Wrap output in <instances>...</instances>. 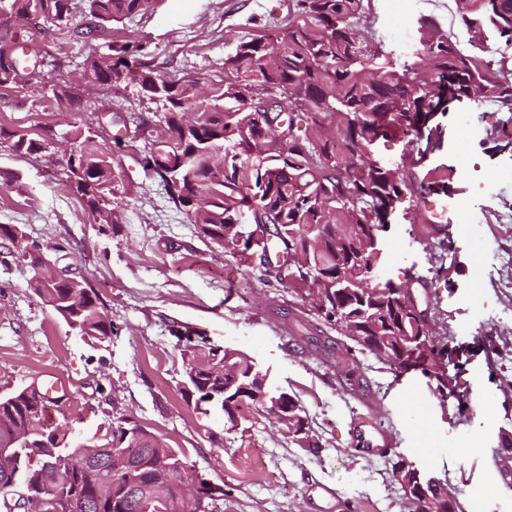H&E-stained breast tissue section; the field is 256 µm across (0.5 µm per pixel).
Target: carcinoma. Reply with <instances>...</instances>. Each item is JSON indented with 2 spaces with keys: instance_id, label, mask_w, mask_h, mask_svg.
Listing matches in <instances>:
<instances>
[{
  "instance_id": "1",
  "label": "carcinoma",
  "mask_w": 512,
  "mask_h": 512,
  "mask_svg": "<svg viewBox=\"0 0 512 512\" xmlns=\"http://www.w3.org/2000/svg\"><path fill=\"white\" fill-rule=\"evenodd\" d=\"M154 0H0V13L30 26L42 16L76 40L97 38L106 25L145 13ZM460 40L432 16L418 20L420 48L400 63L385 50L372 47V0H293L294 23L277 42L265 36L242 40L224 60V79L202 99L199 79H172L159 74L129 48L114 56L112 47L90 56L84 80L112 87L126 79L139 84L151 100L165 107L168 140L148 143L147 178L164 187L168 199L182 209L192 203L190 222L209 242L237 255L243 227L242 211L250 213L263 240L261 275L270 286L297 296L309 292L314 270L325 273L348 261L336 251V233L358 235L370 229L377 245L365 243L364 269L354 277L366 291L336 293L322 284L323 304L311 310V350L322 364L351 381L357 355L368 354L396 373L410 368L433 376L435 390L445 396L449 375L447 344H431L433 358L406 357L396 364L390 347L397 321L413 336L431 335L425 311L404 315L393 309L387 290L395 280L385 277L386 233L398 205L408 194L420 197L448 186V175L426 164L424 133L440 112L462 98L490 104L507 114L497 132L512 126V0H454ZM82 15L83 24L72 26ZM36 48L29 41L0 33V89L18 85ZM288 95V111L272 125L268 113L246 108L269 96V87ZM19 155L52 153L51 139L0 129ZM400 140V164L374 158L381 141ZM75 159L67 161V183L93 205L94 221L108 232L118 223L114 208L96 206L118 195L120 174L112 152L91 126L73 132ZM0 240L19 252L18 260L35 271L34 292L69 328L100 341L112 336L98 294L76 277L53 282L43 274L41 246L15 224H0ZM361 318L364 340L348 343L327 335H343V319ZM178 391L189 407L215 397L212 406L240 396L241 409L267 410L252 394L267 379L248 354L228 352L187 337L180 349ZM56 399L41 397L30 386L0 394V512H12L15 490L45 493L49 512H183L186 497L218 501L224 491L192 473L185 456L163 446L168 462L183 472L174 476L160 464L162 440L129 417H119L106 432L91 437L98 456L96 469L73 476L67 485L55 482L58 468L75 463L78 444L68 427L56 422Z\"/></svg>"
}]
</instances>
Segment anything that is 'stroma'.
Instances as JSON below:
<instances>
[{"label":"stroma","mask_w":512,"mask_h":512,"mask_svg":"<svg viewBox=\"0 0 512 512\" xmlns=\"http://www.w3.org/2000/svg\"><path fill=\"white\" fill-rule=\"evenodd\" d=\"M291 0H159L103 38L143 45L156 71L212 85L240 38L283 25ZM375 40L397 61L406 53L389 35L393 13L409 24L432 15L461 26L453 0H373ZM42 54L32 83L0 90V127L52 135L66 149L76 126L94 125L112 150L127 188L119 221L99 232L83 198L66 186L61 163L21 157L0 140V224L19 225L58 270L85 279L117 328L99 342L78 335L33 292L35 275L0 243V392L60 380L61 416L89 436L128 416L184 452L189 464L223 486L218 512H411L390 476L391 454L448 481L456 512H512V144L491 138L500 115L464 99L437 116L427 163L448 170L446 191L412 195L409 216L445 210L452 250L436 263L431 225L398 219L387 235L388 274L413 287L459 366L453 395L440 398L420 372L395 374L361 356L367 391L350 389L319 363L306 342L307 322L284 325L280 310L295 294L267 287L256 268L199 236L156 183L146 178V138L160 104L137 85L89 92L78 82L99 41L57 30L30 32ZM102 38V39H103ZM70 87L79 106L53 91ZM247 353L270 382L303 406L316 450L300 447L253 411L238 427L208 420L183 402L177 331ZM388 430L391 454L356 449L361 422ZM501 493L486 492L490 479Z\"/></svg>","instance_id":"stroma-1"}]
</instances>
